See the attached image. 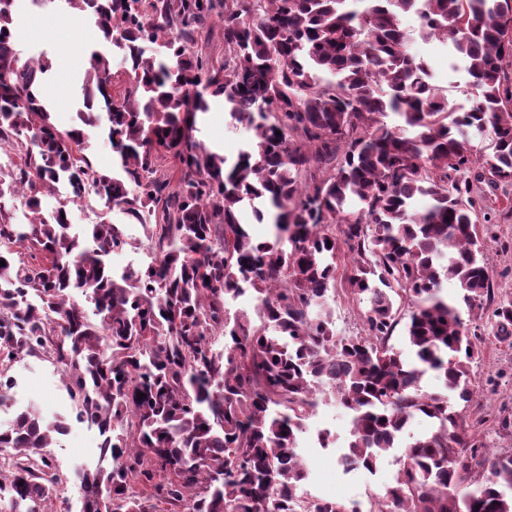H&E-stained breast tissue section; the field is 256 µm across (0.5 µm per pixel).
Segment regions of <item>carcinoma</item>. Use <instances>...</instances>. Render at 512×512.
<instances>
[{"label":"carcinoma","mask_w":512,"mask_h":512,"mask_svg":"<svg viewBox=\"0 0 512 512\" xmlns=\"http://www.w3.org/2000/svg\"><path fill=\"white\" fill-rule=\"evenodd\" d=\"M15 2L0 3V398L10 361L59 367L112 458L79 474L83 512H360L296 494L300 434L328 401L351 416L346 471L375 472L413 419L432 422L375 512H512V453H480L452 401L472 400L479 326L441 296L455 284L472 320L509 335L476 184L512 183V0H64L105 43L69 129L39 96L51 59L17 49ZM216 18L221 60L192 50ZM431 39L464 63L463 122L412 50ZM212 97L247 133L233 160L196 138ZM90 128L112 146L110 172L86 154ZM466 129L489 139L480 171ZM59 179L71 196L46 214ZM89 193L121 219L80 236L71 207ZM247 205L259 221L273 210L271 238L248 233ZM128 224L157 261L118 276L107 259L132 245ZM344 258L345 293L363 306L352 336L329 302ZM398 298L408 357L390 344ZM67 430L33 404L0 430L21 458L0 470L11 512H48L57 480L34 455Z\"/></svg>","instance_id":"obj_1"}]
</instances>
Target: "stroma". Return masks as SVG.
Segmentation results:
<instances>
[{"mask_svg": "<svg viewBox=\"0 0 512 512\" xmlns=\"http://www.w3.org/2000/svg\"><path fill=\"white\" fill-rule=\"evenodd\" d=\"M17 15L16 41L22 55L44 53L54 61L41 92L53 109L56 124L70 127L75 124L76 112L82 104L81 85L87 57L101 44L99 33L90 23L84 32L74 31L68 24L71 11L62 0H47L41 6L33 5L31 0H20ZM414 48L426 56L434 85L449 97H456V87L463 82L464 74L449 67L448 48L435 40L415 43ZM196 136L231 158L247 140L246 132L229 128L220 98L211 99L210 110L199 123ZM477 348L478 358L473 364L477 391L463 409L467 435L485 443L487 455L505 454L512 451V428L501 427L502 420L512 421V337L502 341L488 330ZM9 374L14 379L13 394L17 400H35L63 415H71L72 401L52 361L30 355L14 361ZM307 425L309 431L300 441V454L308 470L306 487L310 493L323 492L331 499L364 502L393 480L402 454L398 448L390 451L375 473L343 472L338 463L340 446L349 437L351 424L342 408L329 403L322 405ZM316 428L329 429L336 437V447L320 448L312 435ZM101 441L96 428L72 422L69 434L59 437L45 452L48 472L63 483L74 477L76 467L96 466Z\"/></svg>", "mask_w": 512, "mask_h": 512, "instance_id": "1", "label": "stroma"}]
</instances>
